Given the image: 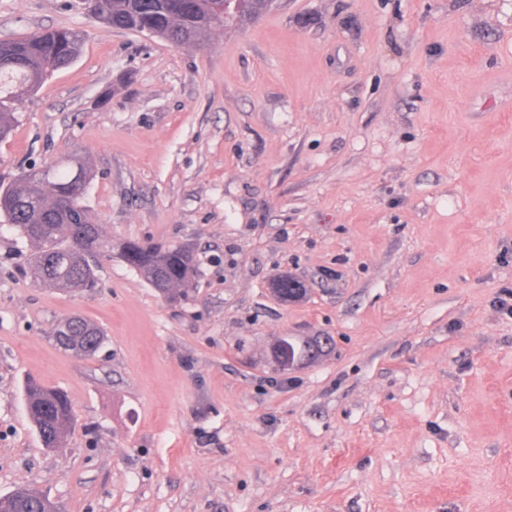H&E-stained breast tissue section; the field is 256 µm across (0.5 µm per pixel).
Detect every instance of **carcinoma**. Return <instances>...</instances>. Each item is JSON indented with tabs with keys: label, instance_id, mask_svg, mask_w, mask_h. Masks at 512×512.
<instances>
[{
	"label": "carcinoma",
	"instance_id": "obj_1",
	"mask_svg": "<svg viewBox=\"0 0 512 512\" xmlns=\"http://www.w3.org/2000/svg\"><path fill=\"white\" fill-rule=\"evenodd\" d=\"M265 0H242L238 14L216 21L219 0H98L95 17L121 30L151 28V35L180 47L210 36L234 21L248 22L265 11ZM83 35L56 28L30 36L0 40V141L12 132L14 106L36 91L54 72L79 56ZM91 173L86 162L64 156L55 164L31 167L11 182H0V213L30 242L28 267L45 288L90 290L96 287V260L117 250L160 293L173 297L189 287L197 274L193 251L186 245L161 248L138 241L112 242L84 205ZM65 331L59 348L93 357L105 342L103 330L90 320L71 316L60 320L51 336ZM315 339L303 352L314 360L332 348ZM25 407L42 445L54 450L76 425L67 394L56 387L29 380L24 386ZM0 512H52V502L34 490H20L0 498Z\"/></svg>",
	"mask_w": 512,
	"mask_h": 512
}]
</instances>
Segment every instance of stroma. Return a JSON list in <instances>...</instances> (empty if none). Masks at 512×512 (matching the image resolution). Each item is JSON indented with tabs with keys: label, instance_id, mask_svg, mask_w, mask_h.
Segmentation results:
<instances>
[{
	"label": "stroma",
	"instance_id": "1",
	"mask_svg": "<svg viewBox=\"0 0 512 512\" xmlns=\"http://www.w3.org/2000/svg\"><path fill=\"white\" fill-rule=\"evenodd\" d=\"M62 27L80 55L17 105L0 179L78 155L103 231L191 245L198 275L167 298L115 257L94 293L45 288L0 217V496L512 512V0H276L181 47L0 0V39ZM73 315L95 357L55 345ZM281 336L335 348L283 370ZM30 379L72 402L58 449ZM67 327L63 342L56 343L57 333ZM51 336L54 343L65 351H71L84 357H93L102 348L105 342L103 330L90 320L79 316H71L60 320L52 329Z\"/></svg>",
	"mask_w": 512,
	"mask_h": 512
}]
</instances>
